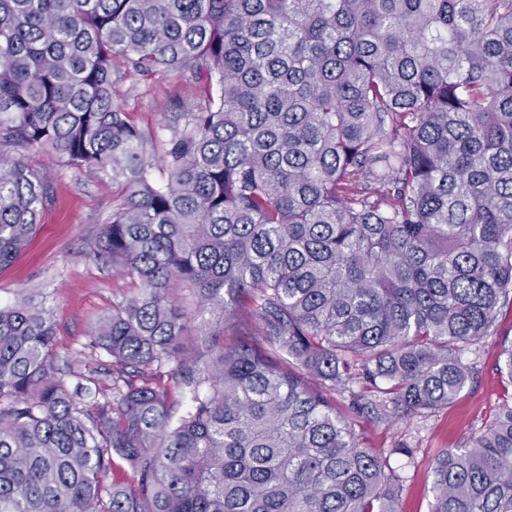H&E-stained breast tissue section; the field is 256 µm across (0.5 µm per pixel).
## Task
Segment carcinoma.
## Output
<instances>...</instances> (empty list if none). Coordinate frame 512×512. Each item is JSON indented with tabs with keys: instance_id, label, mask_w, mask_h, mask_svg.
I'll use <instances>...</instances> for the list:
<instances>
[{
	"instance_id": "cac0c4a2",
	"label": "carcinoma",
	"mask_w": 512,
	"mask_h": 512,
	"mask_svg": "<svg viewBox=\"0 0 512 512\" xmlns=\"http://www.w3.org/2000/svg\"><path fill=\"white\" fill-rule=\"evenodd\" d=\"M172 74L148 135L124 85ZM33 151L124 188L92 256L137 292L72 387L50 311L0 305V512H399L334 396L446 407L512 307V0H0V268ZM431 476L430 512H512V404Z\"/></svg>"
}]
</instances>
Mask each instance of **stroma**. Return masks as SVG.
Segmentation results:
<instances>
[{
	"label": "stroma",
	"mask_w": 512,
	"mask_h": 512,
	"mask_svg": "<svg viewBox=\"0 0 512 512\" xmlns=\"http://www.w3.org/2000/svg\"><path fill=\"white\" fill-rule=\"evenodd\" d=\"M124 104L141 128L162 131L169 112V95L190 102L191 93L178 77L151 81L128 80ZM40 171L52 180V197L37 232L14 262L0 269V302H15L28 292L42 293L55 323L56 366L61 377L80 361H89L85 345L91 325L112 311L113 302L132 296L136 288L112 271L101 268L89 252L112 213L120 191L104 186L99 173L59 166L48 154L38 157ZM512 344V311L498 318L493 335L472 346L467 362L476 374L457 399L425 417L384 421L355 414L351 407L359 384L338 393L336 409L349 417L361 447L386 457L387 466L402 480L400 512H430L433 501L431 467L439 449L458 448L485 425L499 408L512 401V383L497 372L500 353ZM413 448L410 457L396 447Z\"/></svg>",
	"instance_id": "1"
}]
</instances>
